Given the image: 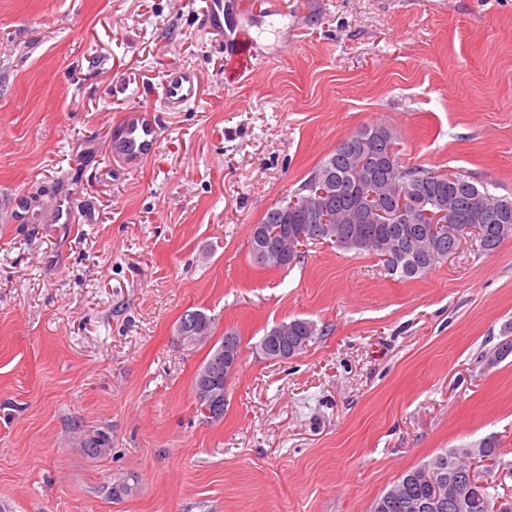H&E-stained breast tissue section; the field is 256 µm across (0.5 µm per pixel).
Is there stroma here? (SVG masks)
Masks as SVG:
<instances>
[{
  "label": "stroma",
  "instance_id": "obj_1",
  "mask_svg": "<svg viewBox=\"0 0 512 512\" xmlns=\"http://www.w3.org/2000/svg\"><path fill=\"white\" fill-rule=\"evenodd\" d=\"M206 6L0 0V512H370L492 435L512 493V356L489 360L512 238L406 281L328 243L285 269L249 254L264 213L376 123L405 164L512 197V0H291L251 27L262 60L232 87ZM183 66L200 98L171 112ZM137 108L160 148L132 167L112 126ZM58 199L78 223L53 222ZM194 311L208 339L180 332ZM295 318L315 342L264 359L265 331ZM230 329L216 420L192 381ZM199 91L197 74L186 67L171 71L163 84L162 98L172 108L195 101Z\"/></svg>",
  "mask_w": 512,
  "mask_h": 512
}]
</instances>
